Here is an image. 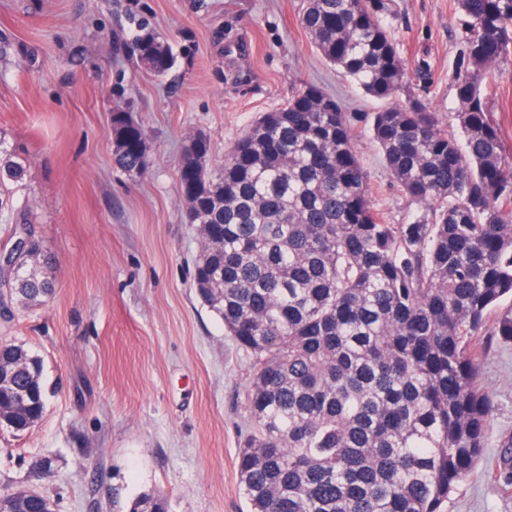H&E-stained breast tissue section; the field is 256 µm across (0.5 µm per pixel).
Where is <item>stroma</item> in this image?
Here are the masks:
<instances>
[{"mask_svg": "<svg viewBox=\"0 0 512 512\" xmlns=\"http://www.w3.org/2000/svg\"><path fill=\"white\" fill-rule=\"evenodd\" d=\"M405 63L397 101L416 97L455 130L451 75L464 46L456 0H384ZM305 0H0V144L26 161L13 186L55 263L45 305L0 312V342L43 361L47 401L30 431L0 429V488L49 496L55 512H126L160 492L171 512H247L236 457L250 428V360L197 298L196 228L185 221L180 165L188 136L220 166L262 113L306 85L345 111L375 112L312 48ZM150 31L175 63H138ZM494 120L512 150V62L491 74ZM146 135L148 167L117 170L112 113ZM356 150L376 207L405 224L419 207L393 183L364 123ZM492 412L484 459L448 512H512V486L489 462L512 445V341L478 339ZM51 459V469L40 467Z\"/></svg>", "mask_w": 512, "mask_h": 512, "instance_id": "1", "label": "stroma"}]
</instances>
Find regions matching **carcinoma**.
Returning <instances> with one entry per match:
<instances>
[{"label": "carcinoma", "instance_id": "obj_1", "mask_svg": "<svg viewBox=\"0 0 512 512\" xmlns=\"http://www.w3.org/2000/svg\"><path fill=\"white\" fill-rule=\"evenodd\" d=\"M465 50L453 74L459 135L416 98L393 101L404 63L371 0H306L311 45L362 92L385 102L362 118L394 184L422 210L389 224L355 149V116L309 85L263 113L209 165L189 141L180 170L201 250V303L250 357L238 482L248 512H447L483 458L491 405L478 386V344L512 298V154L491 115L489 74L512 60V0H458ZM162 75L169 48L134 37ZM112 159L146 168V136L112 113ZM21 161L0 165L18 182ZM8 289L23 309L55 292L38 240L14 253ZM491 335L512 341V311ZM47 398L42 360L0 343V428L31 430ZM0 512H53L50 498L0 489ZM128 512H169L145 493Z\"/></svg>", "mask_w": 512, "mask_h": 512}]
</instances>
